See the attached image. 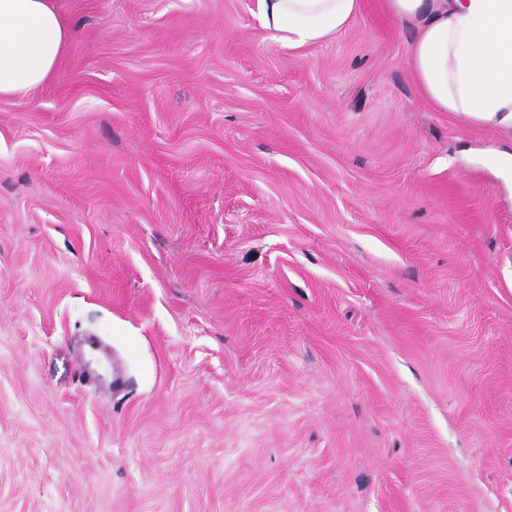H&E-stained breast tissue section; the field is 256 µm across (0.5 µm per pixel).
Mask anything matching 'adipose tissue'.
<instances>
[{
  "label": "adipose tissue",
  "mask_w": 512,
  "mask_h": 512,
  "mask_svg": "<svg viewBox=\"0 0 512 512\" xmlns=\"http://www.w3.org/2000/svg\"><path fill=\"white\" fill-rule=\"evenodd\" d=\"M394 18L418 24L409 49L416 84L438 112L512 130V0H385ZM262 27L301 49L345 31L361 0H257ZM68 29L50 0H0V96L45 83Z\"/></svg>",
  "instance_id": "ef3b65f1"
}]
</instances>
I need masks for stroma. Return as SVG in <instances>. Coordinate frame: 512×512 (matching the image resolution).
I'll list each match as a JSON object with an SVG mask.
<instances>
[{
  "label": "stroma",
  "instance_id": "stroma-1",
  "mask_svg": "<svg viewBox=\"0 0 512 512\" xmlns=\"http://www.w3.org/2000/svg\"><path fill=\"white\" fill-rule=\"evenodd\" d=\"M0 97V512H512V130L362 0H51ZM67 39L49 0H0V96L23 97L45 83ZM262 27L288 49L330 40L359 13L361 0H257Z\"/></svg>",
  "mask_w": 512,
  "mask_h": 512
}]
</instances>
